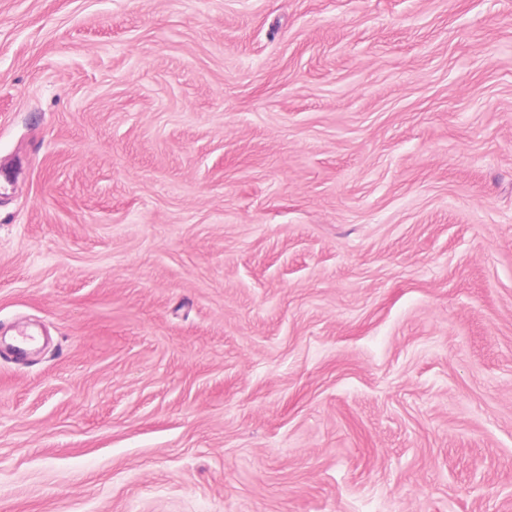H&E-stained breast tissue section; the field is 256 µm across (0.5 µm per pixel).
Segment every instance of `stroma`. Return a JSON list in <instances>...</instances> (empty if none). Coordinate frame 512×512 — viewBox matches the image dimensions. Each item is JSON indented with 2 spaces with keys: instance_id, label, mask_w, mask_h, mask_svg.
Wrapping results in <instances>:
<instances>
[{
  "instance_id": "obj_1",
  "label": "stroma",
  "mask_w": 512,
  "mask_h": 512,
  "mask_svg": "<svg viewBox=\"0 0 512 512\" xmlns=\"http://www.w3.org/2000/svg\"><path fill=\"white\" fill-rule=\"evenodd\" d=\"M0 512H512V0H0Z\"/></svg>"
}]
</instances>
